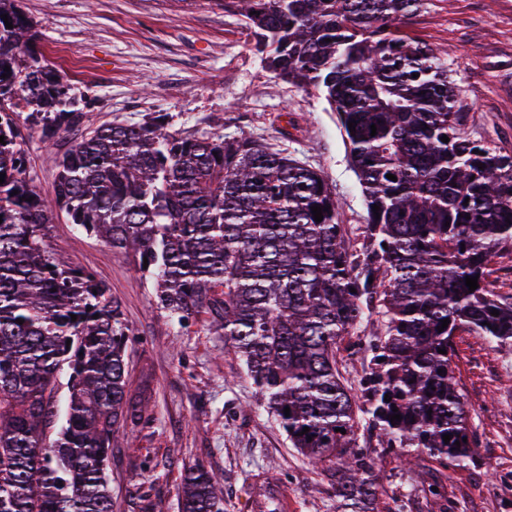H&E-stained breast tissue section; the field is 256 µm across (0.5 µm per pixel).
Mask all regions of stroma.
Masks as SVG:
<instances>
[{
  "instance_id": "stroma-1",
  "label": "stroma",
  "mask_w": 512,
  "mask_h": 512,
  "mask_svg": "<svg viewBox=\"0 0 512 512\" xmlns=\"http://www.w3.org/2000/svg\"><path fill=\"white\" fill-rule=\"evenodd\" d=\"M32 49L55 68L85 113L86 129L166 112L185 134L246 132L320 171L341 205L353 249L367 211L344 133L324 97L275 77L224 0H22ZM408 36L446 53L465 136L512 150V0H426ZM291 113L294 125L285 127ZM74 133L44 143L26 132L30 175L50 193ZM59 260L96 271L133 331L127 360L152 420L119 440L109 476L112 512H179L181 474L203 463L224 486V512H336L332 470L289 448L255 387L224 352L210 313L171 323L129 261L65 219L46 228ZM460 388L479 440L474 460L441 467L398 453L377 459L380 498L403 512H512V345L456 338Z\"/></svg>"
}]
</instances>
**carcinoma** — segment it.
Here are the masks:
<instances>
[{
    "label": "carcinoma",
    "mask_w": 512,
    "mask_h": 512,
    "mask_svg": "<svg viewBox=\"0 0 512 512\" xmlns=\"http://www.w3.org/2000/svg\"><path fill=\"white\" fill-rule=\"evenodd\" d=\"M229 4L267 68L337 113L368 247L350 248L316 170L243 131L183 135L161 112L75 140L43 198L22 129L50 144L85 113L29 49L36 31L19 0H0V512H112L114 442L150 415L131 394L121 304L93 270L47 250L46 225L61 215L127 257L172 319L210 312L290 447L336 465V512L378 509L361 433L408 464L413 452L444 467L475 452L456 338L512 343V302L489 287L494 258L512 253V151L463 135L447 60L403 34L423 0ZM375 314L382 329L366 341L354 391L340 345ZM180 512H224V489L202 464L182 473Z\"/></svg>",
    "instance_id": "1"
}]
</instances>
